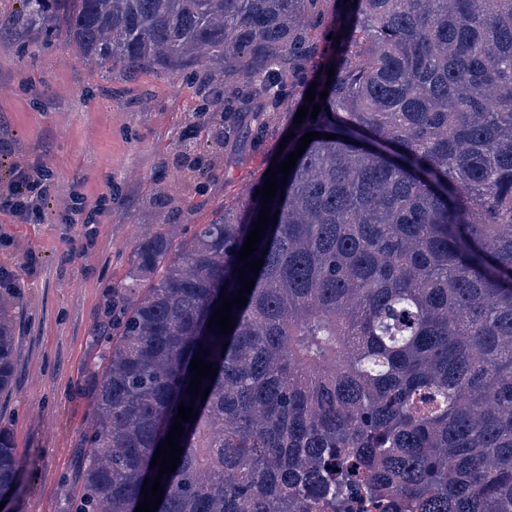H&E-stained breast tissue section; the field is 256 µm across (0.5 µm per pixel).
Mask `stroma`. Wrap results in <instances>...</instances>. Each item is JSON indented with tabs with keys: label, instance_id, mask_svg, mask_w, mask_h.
I'll use <instances>...</instances> for the list:
<instances>
[{
	"label": "stroma",
	"instance_id": "1",
	"mask_svg": "<svg viewBox=\"0 0 512 512\" xmlns=\"http://www.w3.org/2000/svg\"><path fill=\"white\" fill-rule=\"evenodd\" d=\"M194 108L183 78L112 75L38 33L21 42L0 32V144L10 164H43L53 174L43 219L20 224L0 210V289L17 299L14 372L0 395V427L20 459L11 512L67 508L92 415L97 327L146 212L180 240L189 225L236 206L288 133L281 115L260 143H208L207 173L194 178L180 146ZM75 202L92 223L67 222Z\"/></svg>",
	"mask_w": 512,
	"mask_h": 512
}]
</instances>
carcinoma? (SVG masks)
<instances>
[{"mask_svg": "<svg viewBox=\"0 0 512 512\" xmlns=\"http://www.w3.org/2000/svg\"><path fill=\"white\" fill-rule=\"evenodd\" d=\"M0 13L133 77L183 75L200 141L310 131L254 259L265 179L174 245L157 216L112 287L70 512H135L178 405L156 512H512V0H20ZM334 70L328 77L327 71ZM327 92L296 123L293 91ZM251 116V126L240 123ZM334 134L333 140L325 135ZM0 294V393L15 357ZM229 345H224V342ZM199 356L218 369L186 391ZM0 430V503L19 494Z\"/></svg>", "mask_w": 512, "mask_h": 512, "instance_id": "carcinoma-1", "label": "carcinoma"}]
</instances>
